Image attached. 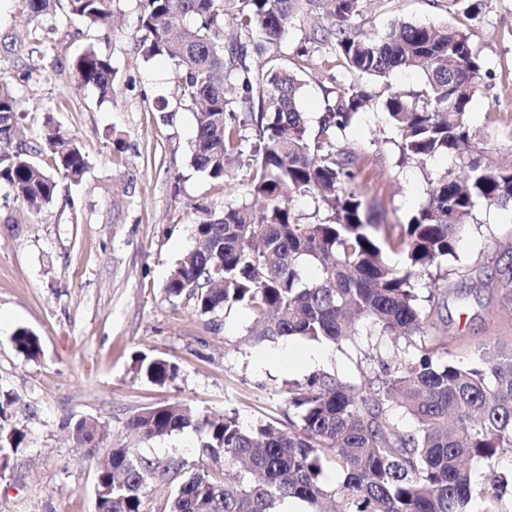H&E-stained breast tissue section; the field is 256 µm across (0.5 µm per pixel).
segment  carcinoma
<instances>
[{"label":"carcinoma","instance_id":"carcinoma-1","mask_svg":"<svg viewBox=\"0 0 512 512\" xmlns=\"http://www.w3.org/2000/svg\"><path fill=\"white\" fill-rule=\"evenodd\" d=\"M32 18L53 11L52 0H17ZM112 0H68V14L90 26L112 29ZM142 56L171 63L181 94L195 105L191 165L212 180H232L240 163L246 114L258 131L247 158L249 179L234 188L242 201H224L195 225L196 246L171 270L169 296H186L194 309L212 314L233 308L257 317L246 331L254 344L300 336L338 345L368 323L380 336L425 337L436 327L434 311L447 293L430 269L455 256L460 235L480 206L512 208V151L493 165L469 124L484 62L464 28L395 21L380 34L352 25L362 0H140ZM317 16L298 55L319 53L354 74L325 91L324 112L311 131L299 108L301 80L287 68L254 71L251 57L278 56L299 14ZM78 86L112 99L115 70L94 48L72 63ZM415 71L424 82L404 94L384 87L399 163L424 169L439 155L454 169L426 173V201L406 224H379V198L368 199L360 181L373 161L342 145L353 118L371 96L359 79ZM22 100L0 72V141L18 136ZM47 120L42 136L0 153L4 185L29 212L57 195L55 174L82 179L88 160L73 140ZM51 154L54 171L34 161ZM308 197L313 220L295 210ZM401 256V265L388 254ZM315 275L306 276L308 266ZM29 360L42 354L40 337L27 328L12 336ZM137 372L163 385L178 365L140 354ZM288 411L246 427L238 415L201 412L176 402L148 407L127 429L142 441L193 430L208 464L185 470L180 459L112 448L105 459L90 454L95 472L94 512H145L156 482L178 480L157 512H278L290 499L308 512H472V462L498 461L512 448V344L495 340L466 362L448 350L446 337L421 342L417 353L378 372L352 377L315 374L284 384ZM16 399L0 389V479L23 450L26 427ZM400 411L412 421L403 427ZM76 442L99 448L103 426L82 418ZM340 476L334 486L324 470ZM483 512H507L512 482L489 477L480 492Z\"/></svg>","mask_w":512,"mask_h":512}]
</instances>
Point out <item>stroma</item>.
<instances>
[{"label":"stroma","mask_w":512,"mask_h":512,"mask_svg":"<svg viewBox=\"0 0 512 512\" xmlns=\"http://www.w3.org/2000/svg\"><path fill=\"white\" fill-rule=\"evenodd\" d=\"M110 9L111 33L60 13L43 56L28 57L21 47L0 56V70L20 77L21 139L40 135L51 120L89 159L83 180L60 179L53 202L35 214L24 215L0 187V388L17 396L28 431L8 478L0 480V512H94L89 450L72 436L80 419L103 423L104 448L199 465L204 457L193 431L144 443L130 436L128 419L150 406L183 402L212 413L236 411L250 427L281 408L285 381L373 372L404 354V340L387 336H359L339 348L297 336L249 344L244 333L252 312L202 315L188 299L167 294L169 271L194 247L203 210H223L224 188L190 165L194 107L177 91L169 62L143 58L139 0H112ZM396 20L459 21L469 29L488 69L472 125L493 152L511 149L512 140L487 118L512 109V0H482L478 14L463 20L448 0H363L354 23L373 32ZM311 25L309 18L296 20L277 64L300 76L299 106L313 122L324 109L325 89L350 74L327 69L316 54L294 58ZM91 47L112 60V100L100 101L94 88L74 82L71 62ZM365 86L375 98L354 118L346 142L374 161L363 188L382 194L385 223L404 224L426 199L427 184L419 168L398 162L379 80ZM510 260L512 211L478 209L449 263L448 296L436 318L455 357L469 359L490 337L512 338L504 293L487 278ZM20 327L40 336V359L15 350L11 338ZM313 349L322 360L303 364L304 351ZM141 353L176 362L177 376L163 385L147 381L134 369Z\"/></svg>","instance_id":"stroma-1"}]
</instances>
